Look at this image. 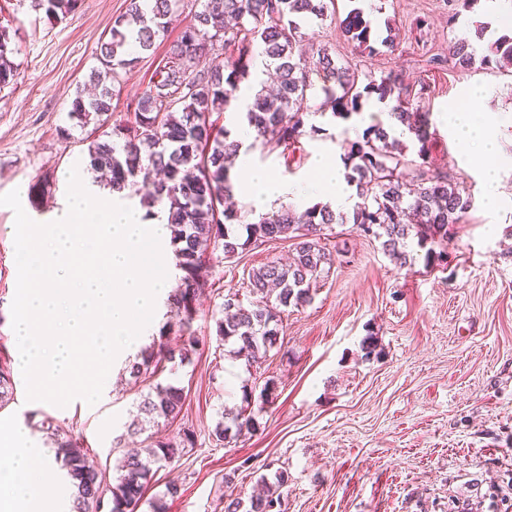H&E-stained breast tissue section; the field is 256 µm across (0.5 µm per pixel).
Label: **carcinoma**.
<instances>
[{
    "instance_id": "1",
    "label": "carcinoma",
    "mask_w": 512,
    "mask_h": 512,
    "mask_svg": "<svg viewBox=\"0 0 512 512\" xmlns=\"http://www.w3.org/2000/svg\"><path fill=\"white\" fill-rule=\"evenodd\" d=\"M79 2L31 0V7L44 11L51 22L75 12ZM332 3L334 0H203L202 9L170 45L167 60L155 72L149 90L136 101L134 122L113 126L112 142L90 143V169L107 174L111 190L121 192L142 181L150 186V203L165 205L177 267L182 272L181 288L168 298L176 316L178 343L155 341L142 349L130 364V375L137 378L150 369L156 372L166 362L190 364L205 346L191 332V325L205 286L201 257L212 247H222L224 258L231 259L252 245L283 237L295 240L292 262H271L249 272L247 288L256 299L247 307L233 296L224 299L221 317L215 320L219 345L234 343V356L250 365L262 362L277 346V309L302 307L313 299V286L332 264L330 254L320 245L323 231L332 225L355 224L380 241L383 252L401 266L407 265V248L413 240L425 250L426 265L447 264L448 241L472 208V198L446 173L431 174L419 167L416 179L404 180L402 167L408 160L381 123L366 128L344 154L349 170L346 179L355 185L357 198L352 214H340L321 203L301 212L286 206L246 225L247 236L242 239L229 229L239 220L238 213L218 209L234 194L230 164L241 143L230 130L217 126L212 114L238 107L240 85L251 76L247 55L255 47L266 66L274 70L276 88L257 91L246 104L242 119L254 130V141L270 151L298 143L305 133L309 95L314 89L310 61L296 52L304 38L299 20L324 18ZM179 4L180 0H128L126 12L115 18L109 39L100 45V67L89 76L97 93L88 100L79 95L72 103V115L79 123H107L119 71L134 62L125 58L122 49L127 45L141 51L154 49ZM340 31L360 52H375L371 28L361 10H350ZM12 39L10 28L0 25V88L16 77ZM230 46L237 48L238 57L198 69L204 55ZM311 52L316 71L323 76L320 115L329 112L347 119L360 112L363 94L374 93L392 103L389 118L407 127L418 144L417 158L426 160L436 131L429 113L411 111L408 87L398 75L389 72L364 84L358 69L337 63L327 48L317 46ZM452 59L462 70L476 62L474 50L465 40L454 45ZM481 64L512 69V35H502L491 43ZM275 388L271 378L258 394L243 390L241 404L224 410L215 425L212 434L216 441L228 443L245 430H256L255 412L273 403ZM185 401L184 388L158 383L141 396L137 417L142 423L174 421L182 414ZM42 429L56 445L67 470L73 512H100L105 502L110 512H137L154 476L151 464L172 462L195 442L194 432L187 430L177 441L156 440L148 448H123L118 476L110 485L67 430L49 418L42 421ZM260 482L263 492L247 499H230L224 512H284L282 488L288 485V472L277 470L271 479L261 476Z\"/></svg>"
}]
</instances>
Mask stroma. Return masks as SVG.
<instances>
[{
    "mask_svg": "<svg viewBox=\"0 0 512 512\" xmlns=\"http://www.w3.org/2000/svg\"><path fill=\"white\" fill-rule=\"evenodd\" d=\"M335 20L302 21L306 40L325 46L338 62L360 75L400 73L414 108L429 113L437 136L431 168L457 177L473 206L448 243V265L428 268L413 249L412 264L390 261L378 241L353 224L334 225L323 241L335 262L324 271L309 305L280 314V340L260 368L246 366L229 350L206 349L185 366L126 381L129 359L153 336L137 338L116 357L112 385L95 405L76 400L64 407L25 399L22 379L0 416L38 425L52 418L83 445L105 481H112L122 456L112 445L137 413L142 393L156 384L183 387V417L145 425L139 447L178 438L193 430L195 445L158 470L148 497L164 496L166 512H224L229 496L249 495L265 463L288 472L285 512H454L471 484L484 499L481 512H512V73L493 66L463 71L446 57L459 40L488 46L507 33L496 0L448 19V0H335ZM362 8L378 46L356 51L340 34L339 21ZM127 0H81L58 22L35 12L28 0H0V24L14 34V82L0 88V195L21 189L22 206L44 221L66 202L65 178L72 166L88 167V145L99 137L95 124L79 125L70 111L98 67L96 50ZM184 0L155 50L141 53L120 75L112 99V123L133 119L129 102L150 86L170 45L200 10ZM395 27L398 48L381 41ZM486 86L480 111L503 117L499 140L504 205L495 212L482 202L477 171L460 167L457 145L443 119L448 102L466 100ZM389 104L364 101L358 120L313 117L319 134H305L296 149L249 150L253 164L289 183L310 175L314 153H346L365 126L385 120ZM15 215L0 206V360L15 367L8 319L16 291ZM288 240L248 249L233 261L221 250L206 257L207 285L192 329L215 335L225 296L243 304L252 297L249 270L287 262ZM275 379L277 398L257 416V429L229 444L211 433L224 407L240 404L246 387L262 389ZM176 496H165L168 483Z\"/></svg>",
    "mask_w": 512,
    "mask_h": 512,
    "instance_id": "1",
    "label": "stroma"
}]
</instances>
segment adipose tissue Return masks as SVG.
Wrapping results in <instances>:
<instances>
[{
  "label": "adipose tissue",
  "instance_id": "adipose-tissue-1",
  "mask_svg": "<svg viewBox=\"0 0 512 512\" xmlns=\"http://www.w3.org/2000/svg\"><path fill=\"white\" fill-rule=\"evenodd\" d=\"M485 94L484 87H472L468 106L450 105L446 123L457 141L460 162L481 174L484 205L495 210L502 205L497 138L501 121L478 111ZM311 169L306 183L289 185L267 170L247 167L238 176V186L259 208L284 196L301 202L315 193L326 195L335 208H346L351 186L340 159L320 152L313 156ZM0 512H71V490L58 465L19 425L1 418Z\"/></svg>",
  "mask_w": 512,
  "mask_h": 512
}]
</instances>
